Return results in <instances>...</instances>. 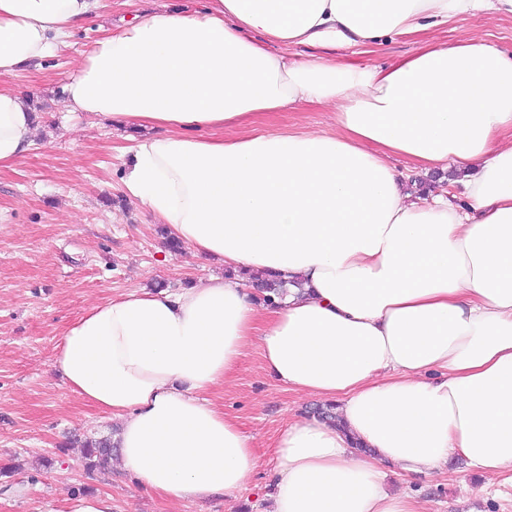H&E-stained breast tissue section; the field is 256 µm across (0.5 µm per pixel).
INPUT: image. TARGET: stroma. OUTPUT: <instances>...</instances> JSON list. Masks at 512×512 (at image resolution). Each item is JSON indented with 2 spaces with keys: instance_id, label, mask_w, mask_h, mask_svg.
I'll return each instance as SVG.
<instances>
[{
  "instance_id": "1",
  "label": "stroma",
  "mask_w": 512,
  "mask_h": 512,
  "mask_svg": "<svg viewBox=\"0 0 512 512\" xmlns=\"http://www.w3.org/2000/svg\"><path fill=\"white\" fill-rule=\"evenodd\" d=\"M202 0H107L99 22L77 26L66 48L9 82L38 111V144L0 170V512H66L74 490L106 493L113 512H254L265 482L257 472L237 499L179 503L132 484L118 468L87 470L80 442L110 434L111 419L72 393L51 368L64 329L90 305L164 284L176 291L222 272L214 261L174 254L159 226L120 181V150L131 139L157 136L151 127L117 128L64 106L62 76L89 51L104 26L159 6L193 11ZM451 44L482 38L512 53V18L479 13L432 30ZM419 46L403 36L344 63L387 68ZM334 115L303 105L265 117L272 131L328 130ZM237 417L268 459L278 429L317 400L266 377L258 349L235 376L209 394ZM425 512H512V474L485 476L453 459L431 479L408 486Z\"/></svg>"
}]
</instances>
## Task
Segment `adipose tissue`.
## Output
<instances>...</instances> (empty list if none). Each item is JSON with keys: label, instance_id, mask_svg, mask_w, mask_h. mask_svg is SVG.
<instances>
[{"label": "adipose tissue", "instance_id": "obj_1", "mask_svg": "<svg viewBox=\"0 0 512 512\" xmlns=\"http://www.w3.org/2000/svg\"><path fill=\"white\" fill-rule=\"evenodd\" d=\"M104 7L0 0V169L37 137L9 77ZM485 11L512 0H204L105 31L64 79L68 111L163 128L124 150V191L224 267L93 304L57 343L54 372L117 423L136 484L190 503L247 488L253 438L208 394L253 346L340 418L279 429L259 512H421L390 477L454 458L512 473V53L429 39L386 70L340 61ZM306 103L331 106L335 131L254 126ZM396 157L455 165L463 203L413 195ZM254 272L288 281L278 306L253 299Z\"/></svg>", "mask_w": 512, "mask_h": 512}]
</instances>
